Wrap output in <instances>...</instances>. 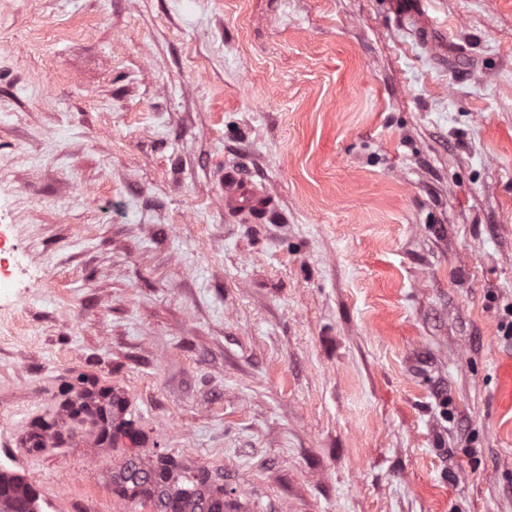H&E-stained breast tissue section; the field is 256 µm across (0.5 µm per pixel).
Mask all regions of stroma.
I'll return each mask as SVG.
<instances>
[{
  "label": "stroma",
  "mask_w": 512,
  "mask_h": 512,
  "mask_svg": "<svg viewBox=\"0 0 512 512\" xmlns=\"http://www.w3.org/2000/svg\"><path fill=\"white\" fill-rule=\"evenodd\" d=\"M0 0V471L111 512H512V0ZM237 169L271 217L225 212ZM13 245H10L5 230H0V288H11L13 283V265L10 255Z\"/></svg>",
  "instance_id": "1"
}]
</instances>
